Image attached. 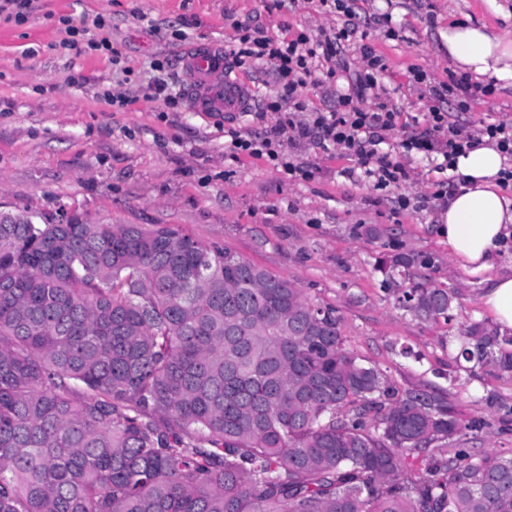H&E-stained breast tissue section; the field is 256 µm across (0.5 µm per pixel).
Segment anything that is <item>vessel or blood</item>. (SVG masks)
I'll use <instances>...</instances> for the list:
<instances>
[{
    "mask_svg": "<svg viewBox=\"0 0 512 512\" xmlns=\"http://www.w3.org/2000/svg\"><path fill=\"white\" fill-rule=\"evenodd\" d=\"M180 65L195 111L234 115L249 109L252 102L250 87L230 69L223 47L191 46L183 53Z\"/></svg>",
    "mask_w": 512,
    "mask_h": 512,
    "instance_id": "1",
    "label": "vessel or blood"
}]
</instances>
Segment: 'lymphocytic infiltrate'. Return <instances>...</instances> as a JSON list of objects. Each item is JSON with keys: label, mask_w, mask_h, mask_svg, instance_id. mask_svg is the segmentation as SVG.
I'll return each mask as SVG.
<instances>
[{"label": "lymphocytic infiltrate", "mask_w": 512, "mask_h": 512, "mask_svg": "<svg viewBox=\"0 0 512 512\" xmlns=\"http://www.w3.org/2000/svg\"><path fill=\"white\" fill-rule=\"evenodd\" d=\"M320 3L325 10L343 12L345 22L341 29L323 28L315 36L301 32L287 40L271 36L261 27L240 25L235 38L225 42V59L242 69L252 64L268 66L278 84L276 95L265 104L266 111L276 114V125L261 137L228 129L226 135L233 154L266 160L289 180L307 179L311 170L292 161L284 145L309 141L357 158L364 176L379 190L409 181L411 170L406 161L412 157H442V166L447 169L459 154L487 141L512 159L511 122L484 121L479 128L468 130L449 121L447 112L440 108V100L449 96L465 112L473 101L491 95V87L472 82L465 74L451 76L444 88L429 87L435 104L425 115L427 128L401 141L403 160L378 153V145L397 129L400 118L379 82L386 69L385 60L370 44H354L358 26L347 0ZM353 44L361 59V67L355 72L350 71L344 59L346 49ZM319 77L340 87L335 109L327 112L309 110L298 95L299 88Z\"/></svg>", "instance_id": "f902f5d3"}]
</instances>
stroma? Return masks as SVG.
Listing matches in <instances>:
<instances>
[{"label":"stroma","mask_w":512,"mask_h":512,"mask_svg":"<svg viewBox=\"0 0 512 512\" xmlns=\"http://www.w3.org/2000/svg\"><path fill=\"white\" fill-rule=\"evenodd\" d=\"M360 30L385 58L382 78L401 112L402 130L383 149L399 157L403 129L433 101L412 81L429 85L452 73L440 31L449 17L495 23L486 0H355ZM104 16L109 28L93 23ZM260 25L275 36L339 28L343 18L325 13L319 0H40L27 20L0 17V211L53 215L75 209L110 224H173L283 276L311 300L335 308L346 349L380 370L401 391L449 395L463 419L482 421L471 432L479 451L512 453V377L457 357L460 329L489 320L482 298L487 284L453 265L437 233L441 202L431 194L443 172L412 159V177L401 187L375 189L353 177L355 158L313 143L291 148L313 175L291 181L267 161L232 156L224 131L260 136L275 115L256 119L277 89L269 68L248 73L250 111L225 122L189 104L165 108L145 96L154 58L167 59L177 93L185 79L179 58L187 43H224L234 23ZM74 44L59 49L67 27ZM399 36L385 37L386 28ZM189 34V42L174 31ZM109 38L127 67L115 71L90 41ZM123 92L134 105L117 109L104 92ZM442 108L462 125L512 120V87L495 84L492 95L461 112ZM412 204L401 209L398 200ZM395 254L415 258V276L451 289L449 320L424 321L403 309L399 276L381 262Z\"/></svg>","instance_id":"stroma-1"}]
</instances>
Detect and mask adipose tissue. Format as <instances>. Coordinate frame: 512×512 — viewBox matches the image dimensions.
<instances>
[{
    "label": "adipose tissue",
    "mask_w": 512,
    "mask_h": 512,
    "mask_svg": "<svg viewBox=\"0 0 512 512\" xmlns=\"http://www.w3.org/2000/svg\"><path fill=\"white\" fill-rule=\"evenodd\" d=\"M442 39L454 70L512 85V33L455 20ZM504 166V156L492 146L458 156L455 172L464 182L441 209L438 222L454 263L472 275L489 274L483 304L499 325L512 328V273H493L501 243L512 238V196L497 180Z\"/></svg>",
    "instance_id": "1"
}]
</instances>
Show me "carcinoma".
<instances>
[{"label": "carcinoma", "mask_w": 512, "mask_h": 512, "mask_svg": "<svg viewBox=\"0 0 512 512\" xmlns=\"http://www.w3.org/2000/svg\"><path fill=\"white\" fill-rule=\"evenodd\" d=\"M459 341L512 374L511 335ZM465 429L348 352L334 308L171 224L0 221V512H512V456Z\"/></svg>", "instance_id": "obj_1"}]
</instances>
